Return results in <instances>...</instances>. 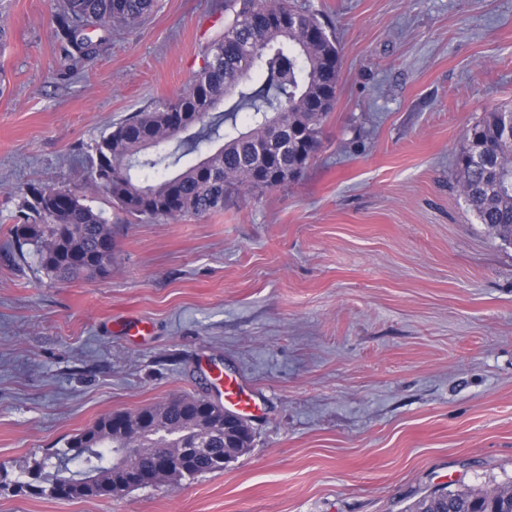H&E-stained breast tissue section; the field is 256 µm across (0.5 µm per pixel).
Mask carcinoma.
<instances>
[{"mask_svg": "<svg viewBox=\"0 0 512 512\" xmlns=\"http://www.w3.org/2000/svg\"><path fill=\"white\" fill-rule=\"evenodd\" d=\"M156 0H63L53 18L55 37L68 67L103 49L116 26L132 27L154 9ZM224 34L207 49L204 65L174 99L156 101L110 127L91 146L90 172L106 181L89 184L126 214L168 219L224 210L239 185L273 188L293 181L320 144L322 127L335 104L339 50L318 14L292 0H224ZM236 96L227 109L223 91ZM247 112L248 130L237 129ZM512 107H497L470 127L458 158L460 187L480 223L512 243V139L505 121ZM201 159L173 176L166 171L196 152ZM87 197L43 183L24 196L12 228L18 247L51 279L72 281L107 277L112 224ZM136 439L140 466H154V455L185 448L180 464L157 469L158 483L178 485L186 478L224 469V457L238 458L241 447L224 441V407L201 397L180 396L134 412L102 416L93 427L54 453V473L41 485L42 470L20 468L28 480L18 489L55 499L112 497L127 474L112 467V449ZM95 448L89 457L79 449ZM78 470L66 480L63 470ZM94 468L93 482L77 480ZM404 512H512V484L425 494Z\"/></svg>", "mask_w": 512, "mask_h": 512, "instance_id": "cac0c4a2", "label": "carcinoma"}]
</instances>
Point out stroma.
Segmentation results:
<instances>
[{
    "label": "stroma",
    "mask_w": 512,
    "mask_h": 512,
    "mask_svg": "<svg viewBox=\"0 0 512 512\" xmlns=\"http://www.w3.org/2000/svg\"><path fill=\"white\" fill-rule=\"evenodd\" d=\"M336 38V102L292 182L223 211L112 219V272L58 282L10 233L29 185L83 190L110 125L178 95L224 0H158L60 75L57 0H0V512H404L512 482V244L459 191L464 134L512 106V0H297ZM153 328L135 344L119 324ZM258 409L224 470L122 497L17 489L114 411L216 398ZM215 379L224 388V406L227 404L240 413H251L255 409V403L245 397L237 380L225 377L221 371L216 372Z\"/></svg>",
    "instance_id": "35a3bbf8"
}]
</instances>
